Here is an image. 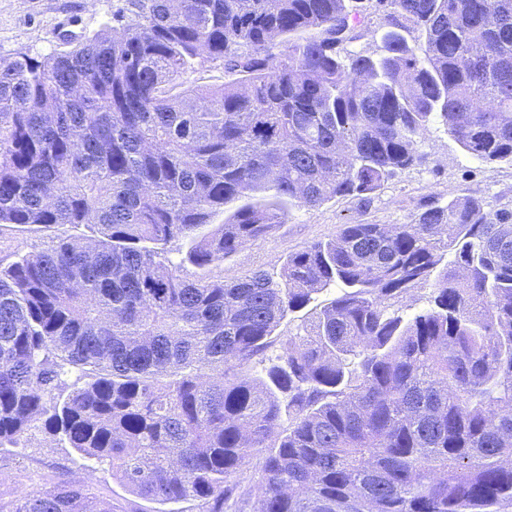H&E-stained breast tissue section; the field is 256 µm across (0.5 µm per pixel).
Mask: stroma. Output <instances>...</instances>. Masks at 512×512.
I'll return each mask as SVG.
<instances>
[{
	"instance_id": "stroma-1",
	"label": "stroma",
	"mask_w": 512,
	"mask_h": 512,
	"mask_svg": "<svg viewBox=\"0 0 512 512\" xmlns=\"http://www.w3.org/2000/svg\"><path fill=\"white\" fill-rule=\"evenodd\" d=\"M126 6L127 0H0V59L21 52L44 56L66 49L67 37L113 26V13ZM356 30L357 39L346 43L345 51L377 52L383 29L375 0H364ZM417 150L421 162L399 173L369 201L337 198L313 208L292 209L286 223L240 247L216 267V274L228 284L258 271L279 274L289 254L331 238L341 225L407 224L430 202L444 204L472 195L481 198L491 213L512 208L511 162L472 158L439 123L430 125ZM65 473L86 477L97 494L111 499L115 512H158V503L133 494L113 478L108 465L86 460L60 437L37 432L26 447L0 448V493L39 491Z\"/></svg>"
}]
</instances>
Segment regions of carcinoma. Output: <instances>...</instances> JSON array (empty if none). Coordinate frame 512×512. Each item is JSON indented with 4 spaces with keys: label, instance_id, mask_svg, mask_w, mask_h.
I'll return each mask as SVG.
<instances>
[{
    "label": "carcinoma",
    "instance_id": "carcinoma-1",
    "mask_svg": "<svg viewBox=\"0 0 512 512\" xmlns=\"http://www.w3.org/2000/svg\"><path fill=\"white\" fill-rule=\"evenodd\" d=\"M350 2L129 0L118 29L0 59V240L90 231L0 255V448L61 435L196 512H512L511 209L455 198L344 224L277 280L213 272L290 205L368 200L434 122L512 161V0H376L381 52L343 54ZM205 62L229 80L184 85ZM424 284L426 310L395 306ZM0 512L113 510L67 475ZM339 295V288H329L326 291L321 292L316 296V300L311 303L307 308L287 315L284 320H282L280 326H278L277 330L274 334V339H276L274 346L268 351L269 356H274L280 351V340L285 339L286 336L294 335L300 331V326L304 321H307L309 317H311L312 313L315 311V308H320L324 304L330 302L336 296ZM317 306V307H316Z\"/></svg>",
    "mask_w": 512,
    "mask_h": 512
}]
</instances>
